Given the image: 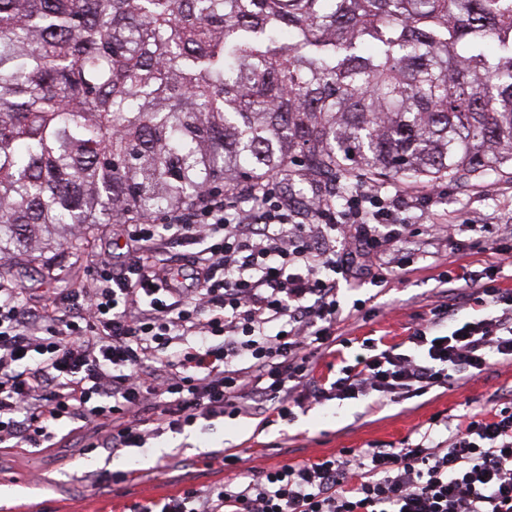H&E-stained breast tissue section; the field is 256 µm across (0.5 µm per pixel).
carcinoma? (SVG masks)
<instances>
[{
  "label": "carcinoma",
  "mask_w": 512,
  "mask_h": 512,
  "mask_svg": "<svg viewBox=\"0 0 512 512\" xmlns=\"http://www.w3.org/2000/svg\"><path fill=\"white\" fill-rule=\"evenodd\" d=\"M512 169V0H0V253L280 175Z\"/></svg>",
  "instance_id": "carcinoma-1"
}]
</instances>
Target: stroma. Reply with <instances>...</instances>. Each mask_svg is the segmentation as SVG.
<instances>
[{
  "mask_svg": "<svg viewBox=\"0 0 512 512\" xmlns=\"http://www.w3.org/2000/svg\"><path fill=\"white\" fill-rule=\"evenodd\" d=\"M404 247L414 263L390 270L382 285L368 279L341 283L337 299L346 315L336 325V344L317 357L318 377L333 379L355 364L364 343L379 349L405 341L434 299L437 279L460 268L479 270L495 256L487 244L463 249L443 237L437 221L487 225L490 235L512 236V177L493 175L481 184L438 183L432 199L414 202L405 212ZM93 248L82 256L60 247L45 252L0 256V273L9 275L35 301L55 298L65 305L73 289L94 285L95 249L112 238V227L86 229ZM512 402V361H496L489 370L459 387H433L409 399L307 401L290 421L260 415L227 416L199 422L179 434L149 440L147 447L120 455L86 452L83 442L93 427L74 432L56 426L65 440L52 448L0 447V512H126L134 504L174 494L185 487L220 486L244 481L256 471L340 453L342 449L404 448L424 433L435 441L448 437L445 424L459 416ZM240 454L236 468L211 466L213 454ZM130 470L122 484H108L112 471Z\"/></svg>",
  "mask_w": 512,
  "mask_h": 512,
  "instance_id": "obj_1",
  "label": "stroma"
}]
</instances>
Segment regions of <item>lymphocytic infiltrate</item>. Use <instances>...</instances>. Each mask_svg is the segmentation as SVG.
Wrapping results in <instances>:
<instances>
[{
  "instance_id": "obj_1",
  "label": "lymphocytic infiltrate",
  "mask_w": 512,
  "mask_h": 512,
  "mask_svg": "<svg viewBox=\"0 0 512 512\" xmlns=\"http://www.w3.org/2000/svg\"><path fill=\"white\" fill-rule=\"evenodd\" d=\"M405 230L380 186L303 212L271 177L126 219L114 232L125 259L103 249L94 288L67 312L51 298L29 303L0 275V446L43 447L65 419L96 426L88 451L142 448L201 419H286L305 398L414 396L486 370L491 356L511 360L512 289L495 280L512 266V242L495 239L496 265L438 281L479 296L482 316L461 321L435 301L408 338L412 353L388 348L333 382L316 377L311 352L335 340L340 279L361 266L379 283L382 267L403 268ZM162 235L196 247L190 279L157 261ZM132 512H512V407L460 416L444 445L344 450Z\"/></svg>"
}]
</instances>
